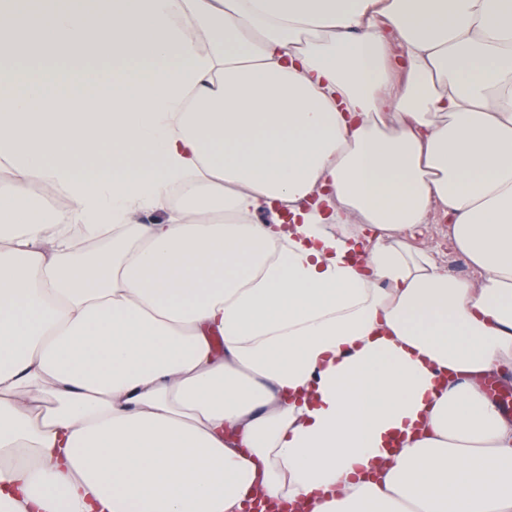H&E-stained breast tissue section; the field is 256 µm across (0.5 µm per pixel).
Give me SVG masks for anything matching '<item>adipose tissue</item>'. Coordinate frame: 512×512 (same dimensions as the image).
Returning <instances> with one entry per match:
<instances>
[{"mask_svg": "<svg viewBox=\"0 0 512 512\" xmlns=\"http://www.w3.org/2000/svg\"><path fill=\"white\" fill-rule=\"evenodd\" d=\"M1 165L0 512H512V0H0ZM409 241L416 247L432 252L439 264L448 270L451 276L472 279L473 269L466 260L455 250L453 243L448 237V223L421 224L411 233ZM451 247L456 256L461 259L462 266L457 269L448 267V248Z\"/></svg>", "mask_w": 512, "mask_h": 512, "instance_id": "1", "label": "adipose tissue"}]
</instances>
